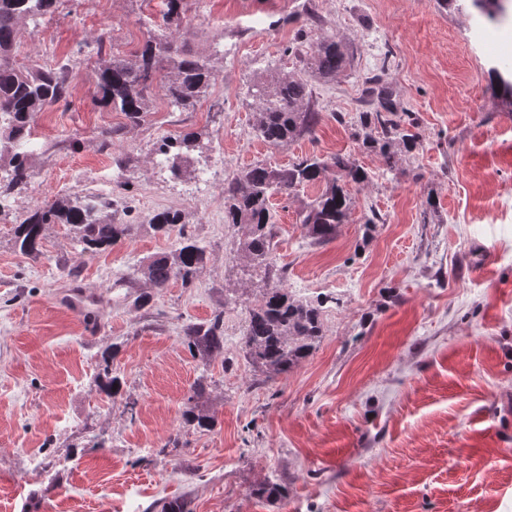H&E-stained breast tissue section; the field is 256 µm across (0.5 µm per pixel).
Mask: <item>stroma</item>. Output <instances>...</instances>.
I'll use <instances>...</instances> for the list:
<instances>
[{"mask_svg": "<svg viewBox=\"0 0 512 512\" xmlns=\"http://www.w3.org/2000/svg\"><path fill=\"white\" fill-rule=\"evenodd\" d=\"M166 10L60 0L17 31L18 60L62 70L69 95L35 116L31 177L0 197V512H512V105L488 88L512 62V22L438 0H182L173 35L215 80L184 109L152 88L134 122L95 102L98 75L134 60ZM326 36L348 53L328 81L306 66ZM383 63L419 135L391 176L353 136ZM284 77L307 80L319 120L274 148L252 92ZM187 134L176 174L159 148ZM337 153L369 180L333 239L312 240L302 217L334 172L270 199L289 294L323 303L316 350L274 376L242 344L265 283L248 226L224 221V185ZM74 194L111 196L131 234L90 253L49 224L40 254H21L15 225ZM163 210L206 260L157 289L142 270L178 238L152 228ZM218 315L224 349L200 357L189 331ZM106 370L117 394L100 388ZM191 402L212 429L183 422ZM271 483L282 497L257 496Z\"/></svg>", "mask_w": 512, "mask_h": 512, "instance_id": "stroma-1", "label": "stroma"}]
</instances>
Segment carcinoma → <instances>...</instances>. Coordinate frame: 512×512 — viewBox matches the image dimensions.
<instances>
[{
	"label": "carcinoma",
	"mask_w": 512,
	"mask_h": 512,
	"mask_svg": "<svg viewBox=\"0 0 512 512\" xmlns=\"http://www.w3.org/2000/svg\"><path fill=\"white\" fill-rule=\"evenodd\" d=\"M59 0H0V156H10L9 169L0 182V194H8L30 177L26 152L30 123L46 107L67 98L69 88L57 71L36 66H19L15 62V37L22 24L40 26L54 11ZM472 7L489 18L504 9V0H469ZM169 72L162 90L172 107L184 108L205 95L214 73L208 63L177 46L165 34L152 38L135 63L114 59L101 70L98 92L101 101L130 119L146 112L148 89L160 64ZM346 56L333 37L316 42L309 69L322 78H332L343 70ZM384 73L366 78L365 92L375 97L380 108L364 112L354 136L366 148H373L383 137L380 152L384 173L394 171L392 146L401 144L412 150L418 137L412 133L414 119L401 117L395 111L393 91L384 83ZM490 85L512 103V70L493 67ZM259 118L256 133L273 147H283L295 137L312 131L318 113L308 106L307 81L283 79L272 84H259L256 89ZM336 169V182L312 202L302 220L308 235L324 242L330 240L336 227L347 219L354 206L346 184H361L368 173L355 161L336 154L327 159L318 156L302 158L281 169L254 165L240 173L224 188V223L246 224L249 235L245 251L254 266L271 273L275 266L271 233L269 197L278 192L289 195L295 188L319 180L329 169ZM180 223L179 214L163 211L152 218V226L167 233ZM65 224L81 250L97 252L116 244L129 231L127 224L112 223V199L93 195L55 200L35 212L14 230V244L23 255L40 253L43 226ZM205 247L191 237L180 234L177 247L149 263L143 274L156 288L170 282L191 281L205 259ZM293 299L281 281H269L256 308L249 312L244 345L253 364L268 373L290 372L314 350L322 338L320 308ZM189 347L202 357L224 349L223 319L215 317L206 325L191 328Z\"/></svg>",
	"instance_id": "cac0c4a2"
}]
</instances>
